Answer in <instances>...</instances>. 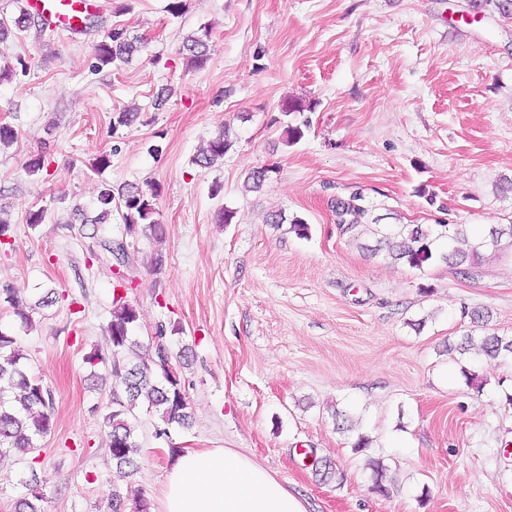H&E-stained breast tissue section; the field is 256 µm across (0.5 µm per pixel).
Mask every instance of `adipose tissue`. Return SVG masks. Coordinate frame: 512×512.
<instances>
[{"instance_id": "adipose-tissue-1", "label": "adipose tissue", "mask_w": 512, "mask_h": 512, "mask_svg": "<svg viewBox=\"0 0 512 512\" xmlns=\"http://www.w3.org/2000/svg\"><path fill=\"white\" fill-rule=\"evenodd\" d=\"M157 512H307V507L249 456L206 448L176 455Z\"/></svg>"}]
</instances>
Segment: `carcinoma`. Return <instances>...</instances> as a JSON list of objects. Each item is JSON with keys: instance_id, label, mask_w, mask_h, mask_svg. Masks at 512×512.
<instances>
[{"instance_id": "carcinoma-1", "label": "carcinoma", "mask_w": 512, "mask_h": 512, "mask_svg": "<svg viewBox=\"0 0 512 512\" xmlns=\"http://www.w3.org/2000/svg\"><path fill=\"white\" fill-rule=\"evenodd\" d=\"M489 5L503 16H512V0H472L471 3L474 9L484 10ZM30 24L31 16L24 11L12 20L1 19L0 42L7 40L13 30L21 31ZM209 36L210 28L202 26L183 40L182 53L197 67L204 66L207 61ZM141 49V39L130 35L127 27L115 26L96 48L97 64L118 68ZM232 146L230 128L226 127L195 157V164L202 168L212 167L224 159V154ZM157 196L158 188L152 183L146 189L137 184L116 190L107 186L98 197V215L92 219L85 217L82 223L92 225V235H97L98 225L112 215V204L116 201L120 203L126 233L132 235L144 225L157 232L160 230L154 219ZM361 200L362 197L357 195L337 199L333 203L336 223L354 238L364 234L368 227H374L378 238L375 246L368 247V250L374 254L383 253L395 264L420 270L442 259L459 267L474 266L480 259V248L494 250L500 246L502 238L512 239V225L492 228L481 242L475 243L463 224L442 221L426 226L379 224L377 220L369 219V208L360 204ZM138 319L137 308L121 297H113L111 319L106 328L112 346V365L108 371L112 382L105 427L108 428L112 461L120 472L136 465L137 412L143 410L157 416L163 424L156 431L159 437L168 435L171 427L187 428L191 422L190 401L185 387L178 373L168 368L163 358L166 347L157 344L155 354L147 358L137 353L140 345L134 336V327ZM456 351L461 355L506 359L512 357V338L468 334ZM25 360L16 338L0 332V455L15 451L22 456H32L38 449V440L53 429L52 394L41 379L30 373ZM367 465L373 472V490L387 493L383 461L371 458ZM26 488L27 494L16 502L15 512H42L40 502L43 493L38 478H32Z\"/></svg>"}]
</instances>
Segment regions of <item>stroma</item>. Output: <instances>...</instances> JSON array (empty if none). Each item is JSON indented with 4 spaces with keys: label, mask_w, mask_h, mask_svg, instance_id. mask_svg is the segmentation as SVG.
<instances>
[{
    "label": "stroma",
    "mask_w": 512,
    "mask_h": 512,
    "mask_svg": "<svg viewBox=\"0 0 512 512\" xmlns=\"http://www.w3.org/2000/svg\"><path fill=\"white\" fill-rule=\"evenodd\" d=\"M100 0L73 38L35 22L0 44V289L33 306L32 328L0 301L13 335L53 397L52 432L35 469L0 459V512H13L29 472L44 477L45 512H112L111 494L156 512L173 449L231 448L299 492L309 512H512V360L461 362L455 347L487 311V332L512 337V246L470 274L436 261L391 264L353 241L331 207L363 196L384 224L441 219L478 232L512 224V18L474 21L469 0ZM128 26L145 46L120 69H96V47ZM208 26V61L180 46ZM168 97L155 109L158 94ZM291 99L312 103L285 142ZM140 109L131 125L116 112ZM222 164L194 158L223 127ZM45 166L29 174L30 155ZM109 155L96 172L93 163ZM268 168L263 188L247 174ZM157 184L163 233L128 237L115 272L89 227L103 184ZM436 195L428 205L424 194ZM233 209L219 224V207ZM42 208V224L30 211ZM299 216L308 237L270 213ZM140 317L141 343L164 328L192 425L155 435L141 415L137 467L119 476L104 432L109 392L83 358L108 353L113 285ZM51 306H39L46 292ZM474 373L468 384L466 373ZM349 412L352 428H337ZM371 445L355 452L358 435ZM382 458L388 494L367 457Z\"/></svg>",
    "instance_id": "1"
}]
</instances>
